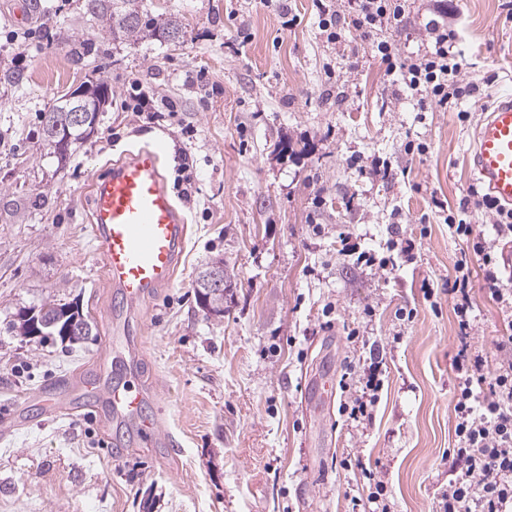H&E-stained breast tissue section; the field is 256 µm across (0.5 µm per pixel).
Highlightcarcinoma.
<instances>
[{"label": "carcinoma", "mask_w": 512, "mask_h": 512, "mask_svg": "<svg viewBox=\"0 0 512 512\" xmlns=\"http://www.w3.org/2000/svg\"><path fill=\"white\" fill-rule=\"evenodd\" d=\"M83 13L114 42L155 40L176 43L183 37L182 21L176 16L151 17L138 0H82Z\"/></svg>", "instance_id": "1"}]
</instances>
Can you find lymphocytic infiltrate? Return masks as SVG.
Listing matches in <instances>:
<instances>
[{"label": "lymphocytic infiltrate", "mask_w": 512, "mask_h": 512, "mask_svg": "<svg viewBox=\"0 0 512 512\" xmlns=\"http://www.w3.org/2000/svg\"><path fill=\"white\" fill-rule=\"evenodd\" d=\"M314 4L318 27L328 40L338 42L349 33L367 41L374 40V33L383 27L403 23L407 0H349L343 13L325 0H314ZM428 28L432 47L425 53L398 64L388 42L374 41L376 54L387 70L402 69L406 85L423 105L456 110L460 121H469V112L460 105L479 87L458 78L462 59L456 50L457 32L435 19ZM476 211L495 213L491 234L475 231L470 218ZM447 221L451 233L466 243L456 257L454 279L448 285L459 339L453 362L458 379L454 394L458 446L451 456L453 468L462 474L441 491L440 512H512V258L504 253L505 243H512V208L473 185L458 209L449 212ZM477 273L502 313V332L495 341L499 357L493 364L469 342L475 320L472 277ZM346 373L358 375L361 391L352 393L350 384L342 383L347 397L340 405L341 414L356 422L371 418L383 385L377 365L361 373L350 365Z\"/></svg>", "instance_id": "obj_1"}]
</instances>
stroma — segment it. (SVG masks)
<instances>
[{"instance_id":"35a3bbf8","label":"stroma","mask_w":512,"mask_h":512,"mask_svg":"<svg viewBox=\"0 0 512 512\" xmlns=\"http://www.w3.org/2000/svg\"><path fill=\"white\" fill-rule=\"evenodd\" d=\"M287 4L140 0L150 15L180 17L185 33L170 45L112 42L81 0H0V69L26 74L0 92V512H349L368 469L393 512H436L456 445L448 281L462 243L430 196L454 206L473 182L476 124L512 94V19L499 0H447L459 78L480 87L463 123L421 109L370 43L328 42L313 0ZM408 7L406 22L377 34L401 60L424 52L436 16L434 0ZM19 9L32 23H13ZM64 34L99 56H72ZM136 78L180 102V121L157 125L111 105L66 162L49 154L45 108L88 81L117 97ZM410 140L427 152L405 153ZM155 142L188 232L172 286L145 297L132 324L176 444L116 457L97 408L51 415L38 395L89 375L104 345L113 290L92 235L91 179ZM376 160L390 162V179L369 176ZM406 238L411 253L392 248ZM217 259L232 287L214 318L194 282ZM472 287L470 341L492 357L502 315L481 277ZM49 299L79 302L91 336H19L18 309ZM403 309L413 318L400 319ZM372 359L384 386L371 420L315 408L318 378Z\"/></svg>"}]
</instances>
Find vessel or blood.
I'll return each mask as SVG.
<instances>
[{
  "instance_id": "vessel-or-blood-1",
  "label": "vessel or blood",
  "mask_w": 512,
  "mask_h": 512,
  "mask_svg": "<svg viewBox=\"0 0 512 512\" xmlns=\"http://www.w3.org/2000/svg\"><path fill=\"white\" fill-rule=\"evenodd\" d=\"M163 151L145 145L128 160L96 175L91 184L92 230L104 255L114 306L95 371L61 396H45L46 406L68 414L83 404L103 402L117 428L114 455H121L125 432L160 441L164 427L158 392L140 382L134 359L141 350L130 318L137 304L170 285L187 224L161 173ZM474 177L500 203L512 206V98L495 103L478 124L471 150Z\"/></svg>"
}]
</instances>
